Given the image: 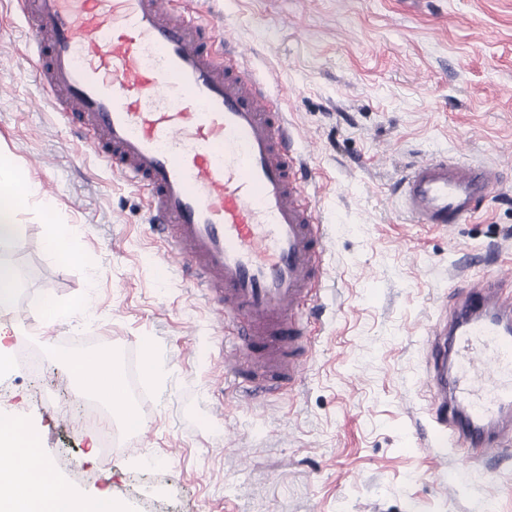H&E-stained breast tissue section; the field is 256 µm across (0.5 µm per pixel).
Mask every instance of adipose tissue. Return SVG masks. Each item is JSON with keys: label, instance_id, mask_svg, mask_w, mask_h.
<instances>
[{"label": "adipose tissue", "instance_id": "obj_1", "mask_svg": "<svg viewBox=\"0 0 512 512\" xmlns=\"http://www.w3.org/2000/svg\"><path fill=\"white\" fill-rule=\"evenodd\" d=\"M28 196L29 188L12 164L0 158V245L15 239L18 226L13 213ZM71 368L77 381H90V393L105 403L122 398L121 373L107 354L81 357L72 362ZM35 445L36 438L29 428L0 415V460L13 462L12 467H0V512H121L118 502L103 495L88 498L67 490L53 496L40 493L37 486L22 478L16 464L20 448Z\"/></svg>", "mask_w": 512, "mask_h": 512}]
</instances>
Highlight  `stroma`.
<instances>
[{"label": "stroma", "instance_id": "obj_1", "mask_svg": "<svg viewBox=\"0 0 512 512\" xmlns=\"http://www.w3.org/2000/svg\"><path fill=\"white\" fill-rule=\"evenodd\" d=\"M246 72L281 103L327 235L324 291L292 389L219 369L235 336L159 258L142 187L113 176L40 86L25 19L0 0V157L31 189L0 260L29 269L0 310V414L23 420L57 481L124 512H512V448L435 453L427 328L464 282L512 269V0H218ZM446 155L502 183L442 231L400 179ZM66 225L71 259L46 247ZM92 308L47 324L44 294ZM111 354L144 422L102 460L62 355ZM157 371L145 377L142 362ZM81 474H74L69 460ZM106 480H99V473Z\"/></svg>", "mask_w": 512, "mask_h": 512}]
</instances>
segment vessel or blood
<instances>
[{"label":"vessel or blood","instance_id":"1","mask_svg":"<svg viewBox=\"0 0 512 512\" xmlns=\"http://www.w3.org/2000/svg\"><path fill=\"white\" fill-rule=\"evenodd\" d=\"M38 78L86 148L147 189L164 261L233 323L268 390L294 385L307 334L298 310L317 297L325 232L282 111L244 71L245 48L173 0H18ZM489 165L431 158L403 182L405 210L449 229L498 186ZM458 374L434 386L430 449L465 440L474 456L502 450L496 415L512 406V295L466 289L453 319L431 327Z\"/></svg>","mask_w":512,"mask_h":512}]
</instances>
